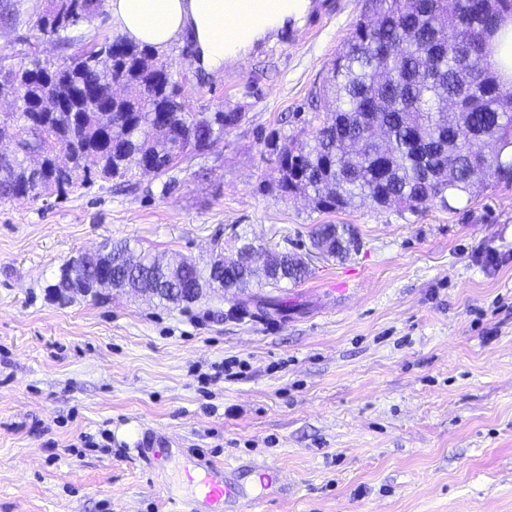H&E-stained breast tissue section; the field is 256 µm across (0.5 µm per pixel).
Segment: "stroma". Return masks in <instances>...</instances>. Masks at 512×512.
<instances>
[{
  "label": "stroma",
  "instance_id": "obj_1",
  "mask_svg": "<svg viewBox=\"0 0 512 512\" xmlns=\"http://www.w3.org/2000/svg\"><path fill=\"white\" fill-rule=\"evenodd\" d=\"M43 6L0 0L5 64L119 34L105 8L62 44L39 29ZM367 6L215 74L175 41L192 110L242 122L168 175L0 204V512H167L191 495L192 455L233 464L252 512H512V182L416 214L325 213L275 188L267 137L309 129ZM330 222L358 251L314 252ZM120 239L202 266L248 240L311 272L251 288L246 315L217 291L187 306L56 297L64 262ZM148 435L167 440L164 467L141 461Z\"/></svg>",
  "mask_w": 512,
  "mask_h": 512
}]
</instances>
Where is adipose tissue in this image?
Listing matches in <instances>:
<instances>
[{
    "label": "adipose tissue",
    "mask_w": 512,
    "mask_h": 512,
    "mask_svg": "<svg viewBox=\"0 0 512 512\" xmlns=\"http://www.w3.org/2000/svg\"><path fill=\"white\" fill-rule=\"evenodd\" d=\"M120 32L135 43L165 50L179 37L197 45L203 67L224 66V0H108Z\"/></svg>",
    "instance_id": "1"
}]
</instances>
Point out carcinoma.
I'll use <instances>...</instances> for the list:
<instances>
[{"label": "carcinoma", "mask_w": 512, "mask_h": 512, "mask_svg": "<svg viewBox=\"0 0 512 512\" xmlns=\"http://www.w3.org/2000/svg\"><path fill=\"white\" fill-rule=\"evenodd\" d=\"M100 0H71L59 10L46 0L40 30L70 41L68 30L92 22ZM373 18H357L332 63L330 86L320 97L310 141L270 135L265 148L279 173L283 196H305L320 211L347 210L370 200L419 212L431 203L451 211L469 196L479 178L512 181V92L502 70L490 62L494 26L512 19V0H371ZM472 42L474 53L462 65L448 52L447 38ZM139 89L131 97L99 99L102 78ZM20 100L18 111L0 118V130L15 123L19 153L0 158V202L19 194L43 196L40 172L26 165L37 148L55 156V194L66 196L97 179L127 178L145 166L165 175L205 148V141L243 119L233 112H192L185 84L173 63L148 45L121 36L92 44L46 73L40 61L0 68V92ZM78 95L81 120L72 112H51L39 126L29 123L46 96ZM168 122L180 144L158 137L153 127ZM311 246L322 255L345 258L356 246L349 226L318 224ZM112 268L123 269L129 289L161 304H183L156 281L179 277L184 268L161 264L162 255H140L127 240L102 244ZM256 247L245 242L224 258L227 275L217 281L209 268L192 261L202 290L217 288L237 300L261 281L299 283L308 263L288 251H269L253 264Z\"/></svg>", "instance_id": "1"}]
</instances>
